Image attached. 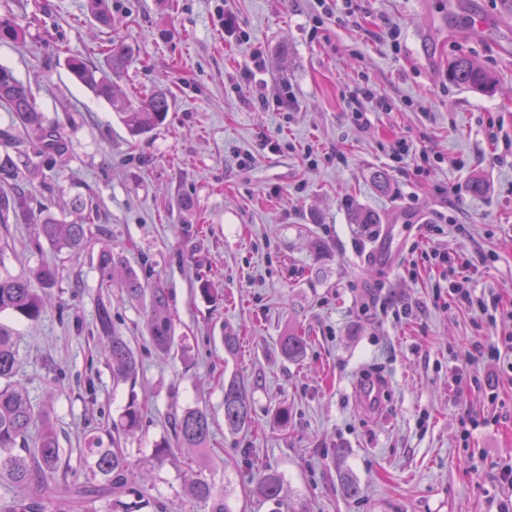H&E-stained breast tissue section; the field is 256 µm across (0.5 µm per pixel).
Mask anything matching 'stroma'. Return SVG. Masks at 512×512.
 I'll use <instances>...</instances> for the list:
<instances>
[{
	"mask_svg": "<svg viewBox=\"0 0 512 512\" xmlns=\"http://www.w3.org/2000/svg\"><path fill=\"white\" fill-rule=\"evenodd\" d=\"M355 2L341 23L317 0H110L112 36L132 51L114 81L132 98L160 84L174 95L164 124L135 136L66 66L73 55L107 65L89 0H0V15L23 28L20 42L0 44V64L68 142L45 162L21 141L20 175L38 204L91 196L110 230L72 253L34 249L32 225L12 224L0 249V275L59 270L37 321L0 322L15 332L16 379L35 407L49 406L76 478L84 432L120 423L136 401L148 418L126 448L148 462L166 512H207L185 493L190 471L214 482L232 512H274L255 490L264 470L282 479L284 512H496L506 498L497 476L512 458V353L468 358L512 321L492 329L461 308L446 270L423 253L468 260L477 292L512 303V16L501 0ZM222 10L246 39L225 38ZM458 55L490 71L495 89L449 83ZM251 68L253 85L235 91ZM364 81L390 109L357 126L347 96ZM399 138L411 151L397 162ZM377 169L388 191L376 188ZM476 176L480 195L470 190ZM349 200L382 223L362 231ZM402 220L437 230L426 241L413 233L394 269L365 266L384 225ZM104 245L146 273V287L166 289L170 354L147 345L146 302L100 287ZM101 298L141 350L135 384H113L91 335ZM292 330L308 338L297 361L280 351ZM227 332L239 338L232 354L220 341ZM60 371L68 379L47 397ZM372 374L388 382L380 415L355 402L357 381ZM234 375L254 383L242 431L224 424ZM197 405L211 415L212 450L162 454L173 417ZM483 414L489 424L462 440L463 421ZM348 481L358 497L345 495Z\"/></svg>",
	"mask_w": 512,
	"mask_h": 512,
	"instance_id": "35a3bbf8",
	"label": "stroma"
}]
</instances>
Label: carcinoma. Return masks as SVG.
Segmentation results:
<instances>
[{"mask_svg": "<svg viewBox=\"0 0 512 512\" xmlns=\"http://www.w3.org/2000/svg\"><path fill=\"white\" fill-rule=\"evenodd\" d=\"M93 20L101 28L112 27V12L108 0H90ZM22 27L9 15L0 16V42H16ZM104 52L112 69L122 68L130 58L127 46L111 38L104 40ZM70 73L95 96L110 103L116 94L112 79L97 67L88 65L82 58L68 59ZM448 80L456 85L490 90L494 80L491 74L465 56H458L448 63ZM171 92L159 86L142 100H126L118 109V117L132 135L152 130L164 122L173 108ZM0 107L10 121L0 126V224L9 220H23L35 226L34 247L45 241L60 251L83 250L92 233V205L82 196L63 203L71 212L85 214L84 220L66 224L56 219L45 206L29 208L31 197L27 184L19 180L17 157L9 152L18 141L20 132L32 135L31 144L36 154L48 161L66 151L67 144L58 128L47 126L41 112L29 95L27 87L12 70L0 65ZM118 258L112 249L103 248L97 256L100 287H112L113 272ZM58 269L41 264L18 275L0 276V315L17 313L29 320H36L45 312L47 290L55 287ZM122 289L130 300L143 298L146 288L137 272L126 271ZM95 329L104 338L103 350L112 366V381L126 382L139 370L138 353L129 340L112 329L110 302L99 301L95 316ZM149 343L161 352L169 350L173 340V322L168 313L164 289L150 292V316L147 325ZM306 338L290 334L280 340L282 354L291 360L304 356ZM17 351L14 332L0 324V480H7L13 495L0 497V512H47L53 505L54 512H77L92 499L109 501L110 512H142L152 508L163 512V505L153 499L148 490L135 482L133 464L121 439L139 430L145 421L144 407L131 402L122 416L121 424L104 444L97 438L82 449L88 466V477L81 484H49L47 475L62 466L61 448L57 434L48 415L34 410L24 387L14 381ZM253 383L232 376L224 382V424L231 430L241 431L251 421V394ZM172 431L176 448L206 450L211 440V419L203 407L188 408L174 419ZM191 497L204 503L208 512H229L224 504V494L214 483L205 478H193L187 485ZM258 491L267 500L277 502L281 494L280 477L271 472L260 474Z\"/></svg>", "mask_w": 512, "mask_h": 512, "instance_id": "carcinoma-1", "label": "carcinoma"}]
</instances>
